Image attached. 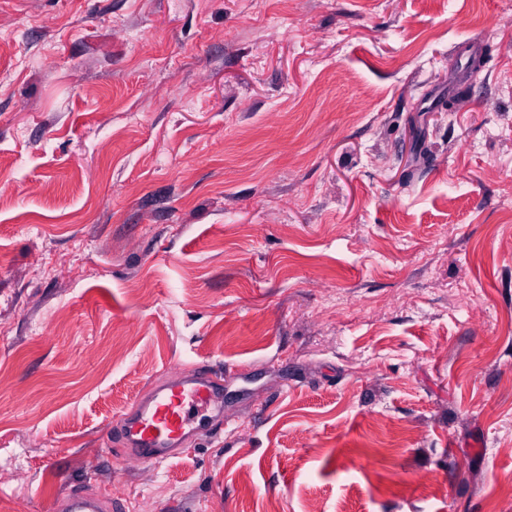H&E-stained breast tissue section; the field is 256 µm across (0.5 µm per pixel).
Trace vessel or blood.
I'll return each instance as SVG.
<instances>
[{
	"label": "vessel or blood",
	"mask_w": 512,
	"mask_h": 512,
	"mask_svg": "<svg viewBox=\"0 0 512 512\" xmlns=\"http://www.w3.org/2000/svg\"><path fill=\"white\" fill-rule=\"evenodd\" d=\"M224 420V386L197 367L154 385L113 422L119 453L159 465L181 454L182 444L205 424Z\"/></svg>",
	"instance_id": "vessel-or-blood-1"
}]
</instances>
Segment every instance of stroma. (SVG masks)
I'll return each instance as SVG.
<instances>
[{
    "instance_id": "1",
    "label": "stroma",
    "mask_w": 512,
    "mask_h": 512,
    "mask_svg": "<svg viewBox=\"0 0 512 512\" xmlns=\"http://www.w3.org/2000/svg\"><path fill=\"white\" fill-rule=\"evenodd\" d=\"M75 489L512 512V0H0V512ZM208 423H224V385L195 367L155 384L108 431L114 429L120 455L159 465L180 455L183 442Z\"/></svg>"
}]
</instances>
